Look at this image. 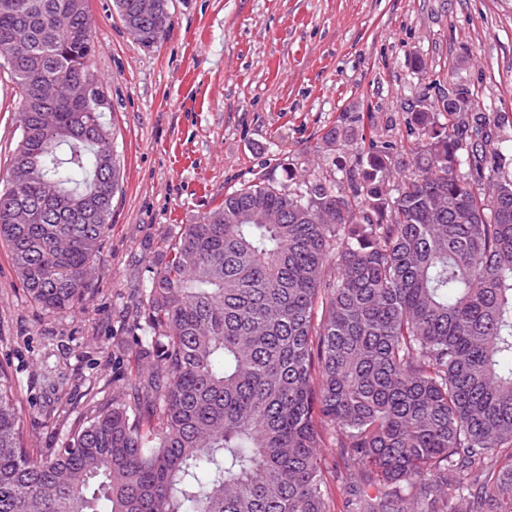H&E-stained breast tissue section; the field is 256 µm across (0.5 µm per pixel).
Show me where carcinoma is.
<instances>
[{
  "label": "carcinoma",
  "mask_w": 512,
  "mask_h": 512,
  "mask_svg": "<svg viewBox=\"0 0 512 512\" xmlns=\"http://www.w3.org/2000/svg\"><path fill=\"white\" fill-rule=\"evenodd\" d=\"M159 4L147 18L114 0L145 48L169 32ZM92 30L88 0H0L23 101L0 242L46 311L89 290L119 186ZM451 89L454 112L418 100L404 152L341 124L322 137L357 144L340 178L300 194L259 178L185 225L129 326L136 396L95 408L58 452L22 446L0 370V512H502L512 178L468 133V87Z\"/></svg>",
  "instance_id": "carcinoma-1"
}]
</instances>
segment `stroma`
<instances>
[{
    "mask_svg": "<svg viewBox=\"0 0 512 512\" xmlns=\"http://www.w3.org/2000/svg\"><path fill=\"white\" fill-rule=\"evenodd\" d=\"M88 5L119 186L75 308L36 305L0 244V367L24 447H63L91 404L128 392L139 362L127 324L181 227L260 176L302 191L352 162L322 142L347 116L372 114L373 140L397 149L420 96L460 82L512 158V0H169L151 48L112 0ZM21 110L0 71V187Z\"/></svg>",
    "mask_w": 512,
    "mask_h": 512,
    "instance_id": "1",
    "label": "stroma"
}]
</instances>
